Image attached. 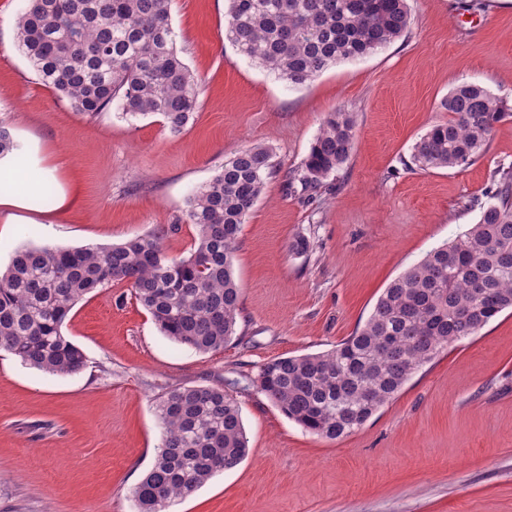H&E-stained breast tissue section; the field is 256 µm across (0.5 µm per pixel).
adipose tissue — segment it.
<instances>
[{"instance_id": "obj_1", "label": "adipose tissue", "mask_w": 512, "mask_h": 512, "mask_svg": "<svg viewBox=\"0 0 512 512\" xmlns=\"http://www.w3.org/2000/svg\"><path fill=\"white\" fill-rule=\"evenodd\" d=\"M51 177V169L37 163L25 171L0 164V222L33 223L40 186Z\"/></svg>"}]
</instances>
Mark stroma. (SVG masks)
Wrapping results in <instances>:
<instances>
[{"label": "stroma", "mask_w": 512, "mask_h": 512, "mask_svg": "<svg viewBox=\"0 0 512 512\" xmlns=\"http://www.w3.org/2000/svg\"><path fill=\"white\" fill-rule=\"evenodd\" d=\"M22 0H0V124L13 164L54 168L35 224L0 223V268L24 244L112 245L160 225L170 256L190 253L188 198L238 149L271 148L278 169L233 255L237 334L199 353L160 332L122 284L86 296L63 326L87 356L54 375L0 353V512H138L172 389H233L248 456L168 512H512V313L440 352L362 427L337 441L289 419L255 385L262 364L332 349L363 325L388 284L480 217L491 171L512 165V119L464 170L423 171L413 146L447 119L456 85L512 109V0H407L410 25L372 54L302 86L225 38L227 0H172L176 45L200 86L181 133L158 115L77 112L15 48ZM355 113L349 160L318 193L287 183L326 113ZM72 205L57 208L60 194ZM315 250L293 255L295 235Z\"/></svg>", "instance_id": "1"}]
</instances>
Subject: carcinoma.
Returning a JSON list of instances; mask_svg holds the SVG:
<instances>
[{
	"instance_id": "obj_1",
	"label": "carcinoma",
	"mask_w": 512,
	"mask_h": 512,
	"mask_svg": "<svg viewBox=\"0 0 512 512\" xmlns=\"http://www.w3.org/2000/svg\"><path fill=\"white\" fill-rule=\"evenodd\" d=\"M171 0H23L19 51L42 84L79 112L117 106L129 117L160 114L170 132L193 118L198 80L176 48ZM225 35L260 66L303 85L339 60L367 56L410 24L405 0H228ZM440 121L414 146L422 170L460 169L512 117L476 83L448 92ZM354 113L329 112L308 155L288 179L316 192L347 162ZM275 172L262 145L232 154L188 199L197 229L189 255L164 246L172 228L124 243L18 248L0 270V351L42 372L74 375L83 350L62 332L75 304L123 283L164 336L196 352L224 348L237 332L240 289L233 254L246 216ZM493 202L455 241L430 251L382 292L361 327L333 349L276 358L256 382L306 432L336 441L359 429L412 375L448 346L512 310V166L490 174ZM157 458L134 489L139 512H167L248 454L240 407L222 387L176 388L161 397Z\"/></svg>"
}]
</instances>
